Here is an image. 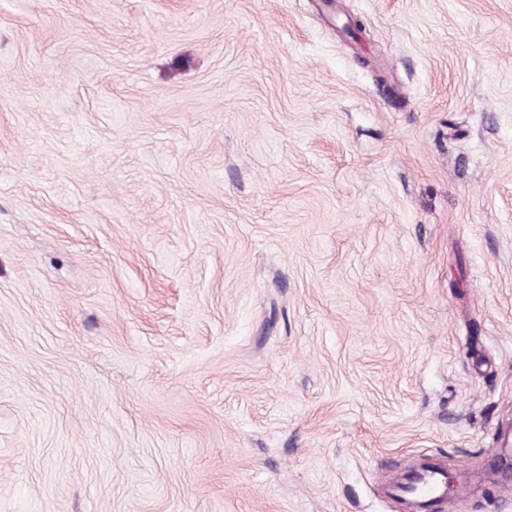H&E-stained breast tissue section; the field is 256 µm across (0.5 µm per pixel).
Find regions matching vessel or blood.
Segmentation results:
<instances>
[{
  "instance_id": "1",
  "label": "vessel or blood",
  "mask_w": 512,
  "mask_h": 512,
  "mask_svg": "<svg viewBox=\"0 0 512 512\" xmlns=\"http://www.w3.org/2000/svg\"><path fill=\"white\" fill-rule=\"evenodd\" d=\"M389 498L401 501L404 512H436L448 498V471L432 458H422L387 488Z\"/></svg>"
}]
</instances>
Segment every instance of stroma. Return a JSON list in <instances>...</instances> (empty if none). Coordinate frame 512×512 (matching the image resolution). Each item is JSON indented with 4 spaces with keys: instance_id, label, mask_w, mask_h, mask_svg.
I'll return each mask as SVG.
<instances>
[{
    "instance_id": "35a3bbf8",
    "label": "stroma",
    "mask_w": 512,
    "mask_h": 512,
    "mask_svg": "<svg viewBox=\"0 0 512 512\" xmlns=\"http://www.w3.org/2000/svg\"><path fill=\"white\" fill-rule=\"evenodd\" d=\"M509 431L512 0H0V512H512ZM454 476L433 458H422L387 488V497L401 500L404 512H435L448 499Z\"/></svg>"
}]
</instances>
